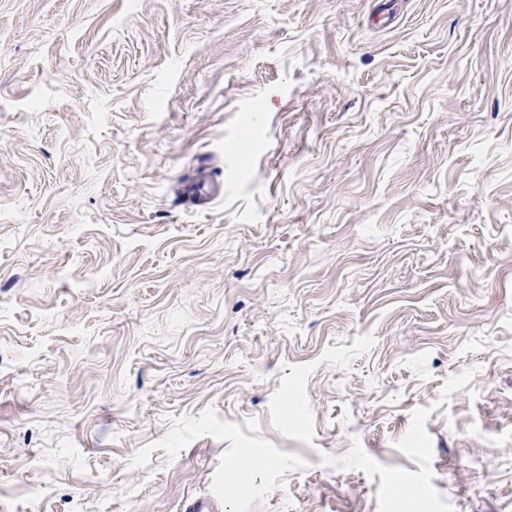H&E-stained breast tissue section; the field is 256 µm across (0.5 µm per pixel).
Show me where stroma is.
<instances>
[{
  "mask_svg": "<svg viewBox=\"0 0 512 512\" xmlns=\"http://www.w3.org/2000/svg\"><path fill=\"white\" fill-rule=\"evenodd\" d=\"M197 495L512 512V0H0V512Z\"/></svg>",
  "mask_w": 512,
  "mask_h": 512,
  "instance_id": "35a3bbf8",
  "label": "stroma"
}]
</instances>
